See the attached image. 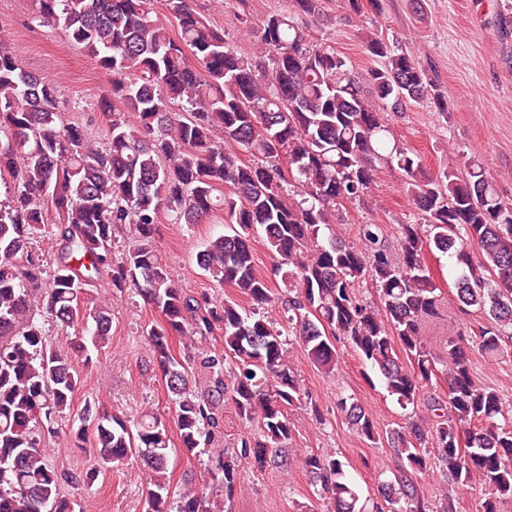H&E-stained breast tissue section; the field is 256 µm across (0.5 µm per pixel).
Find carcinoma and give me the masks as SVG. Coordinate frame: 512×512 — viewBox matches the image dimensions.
<instances>
[{
    "label": "carcinoma",
    "mask_w": 512,
    "mask_h": 512,
    "mask_svg": "<svg viewBox=\"0 0 512 512\" xmlns=\"http://www.w3.org/2000/svg\"><path fill=\"white\" fill-rule=\"evenodd\" d=\"M147 2L33 0L31 25L62 29L110 76L97 101L101 142L59 120L61 88L26 71L0 31V176L10 180L0 199V512H82L61 493L62 481L90 485L100 469L134 456L151 470L145 512H224L237 487V459L217 454L211 482L176 490L170 427L185 453L204 454L231 403L259 430L241 441V455L260 469L286 464L288 410L306 402L288 360V331L328 377L338 366L333 340H345L404 410L418 404L423 388L446 387L445 397L428 401L431 427L412 421L386 434L400 467L377 497L361 496L335 454L304 458L334 512H456L453 493L475 481L484 488L480 512H502L512 502V408L476 381L472 355L512 350V203L477 162L462 178L428 172L388 119L421 102L450 111L444 90L410 52L371 30L362 47L375 65L364 73L315 41L301 19L325 20V0H285L259 22L252 56L239 54L189 0H163L162 19ZM379 163L400 170L421 215L398 225L393 253L379 224L362 225L360 245L325 235L346 204L368 196ZM163 216L230 226L232 233L197 253V265L251 308L181 288L156 245ZM255 224L288 291L286 331L260 312L275 293L255 267ZM123 226L129 234L119 246ZM45 241L54 245L49 276ZM434 251L454 262L457 308L486 316L478 329L448 336L443 369L424 334L442 302L426 262ZM105 275L113 293L135 292L158 313L146 341L173 416L151 409L130 426L85 405L68 439L93 463L66 475L50 463L42 439L58 433L82 370L109 347L110 308L94 295ZM365 283L380 305L359 296ZM47 322L73 330L70 351L49 345ZM217 331L224 352H199L200 388L171 343L200 344ZM336 410L360 437L380 440L357 399L338 397ZM435 465L450 490L431 501L418 479Z\"/></svg>",
    "instance_id": "obj_1"
}]
</instances>
